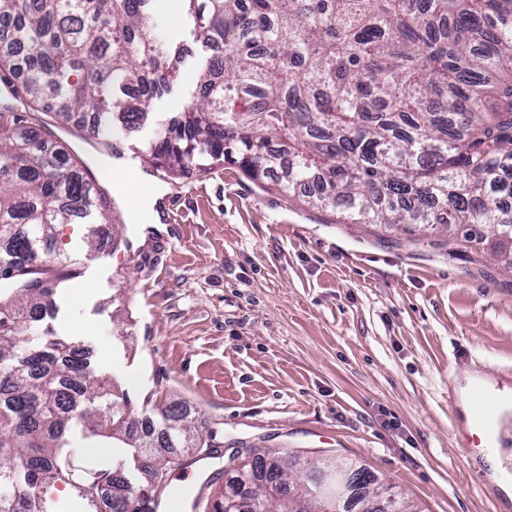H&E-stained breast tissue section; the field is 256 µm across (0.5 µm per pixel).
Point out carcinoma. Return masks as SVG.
<instances>
[{
  "instance_id": "cac0c4a2",
  "label": "carcinoma",
  "mask_w": 512,
  "mask_h": 512,
  "mask_svg": "<svg viewBox=\"0 0 512 512\" xmlns=\"http://www.w3.org/2000/svg\"><path fill=\"white\" fill-rule=\"evenodd\" d=\"M151 0H0L27 48L23 105L48 88L56 123L92 113L137 123L179 73L176 47L155 32ZM206 53L199 89L143 156L169 177L207 162L351 224L490 227L492 254L512 253V0H181ZM95 209L82 168L21 128L0 127V512H56L49 486L67 478L84 512L101 486L122 488L108 512H130L129 456L78 469L65 448L74 420L105 439L130 434V410L86 379L73 342L20 339L52 305L44 281L63 261L35 263L59 224ZM166 411L170 444L192 434Z\"/></svg>"
}]
</instances>
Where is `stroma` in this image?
Masks as SVG:
<instances>
[{
    "label": "stroma",
    "instance_id": "obj_1",
    "mask_svg": "<svg viewBox=\"0 0 512 512\" xmlns=\"http://www.w3.org/2000/svg\"><path fill=\"white\" fill-rule=\"evenodd\" d=\"M154 21L183 65L139 124L109 129L134 159L123 177L89 146L96 123L28 121L14 109L23 68L0 71V124L51 134L115 201V249L88 242L96 214L56 227L51 256L82 275L53 289L41 333L82 348L90 378L129 402L133 435L159 433L174 405L213 439L216 455L185 456L166 491L212 495L239 452L259 448L361 465L416 512H512L497 484L512 480V419L489 468L484 445L462 441L458 395L478 377L512 396V268L483 240L460 260L452 233L432 248L397 226L337 223L222 162L164 179L170 232L147 236L123 185L143 174L142 151L195 93L205 60L162 0Z\"/></svg>",
    "mask_w": 512,
    "mask_h": 512
}]
</instances>
